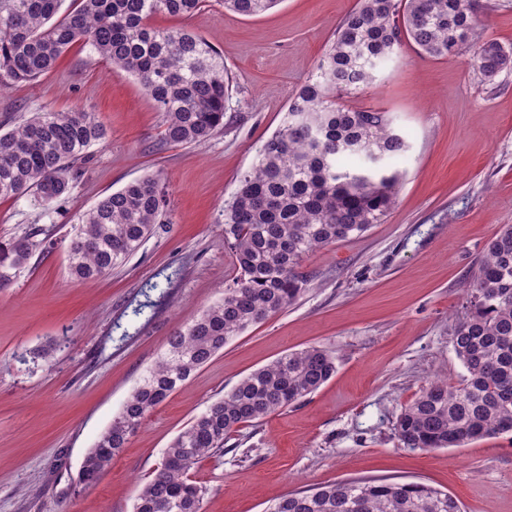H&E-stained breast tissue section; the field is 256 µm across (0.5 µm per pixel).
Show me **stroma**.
<instances>
[{"label":"stroma","instance_id":"1","mask_svg":"<svg viewBox=\"0 0 512 512\" xmlns=\"http://www.w3.org/2000/svg\"><path fill=\"white\" fill-rule=\"evenodd\" d=\"M485 40L512 46V0H482ZM357 0H281L243 17L208 0L189 26L233 78L224 127L199 145L162 144L163 119L141 84L74 43L40 78L0 94V128L49 108L94 113L106 136L71 192L50 209L0 201V242L31 228L50 243L0 283V512H133L137 486L170 441L242 377L317 346L334 376L303 401L232 433L191 473L204 512H266L278 497L349 479L420 482L462 512H512V432L462 448L411 450L400 410L434 378L466 371L451 342L463 288L502 225L512 224V71L485 82L461 57L413 43L349 96L388 112L408 149L383 223L307 256V291L225 345L145 419L101 479L82 460L181 325L218 302L235 276L224 207L295 91L315 73ZM166 183L163 225L104 277L73 280L72 224L148 174Z\"/></svg>","mask_w":512,"mask_h":512}]
</instances>
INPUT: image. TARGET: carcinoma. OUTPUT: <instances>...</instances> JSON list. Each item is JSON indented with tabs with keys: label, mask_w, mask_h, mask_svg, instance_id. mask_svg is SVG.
<instances>
[{
	"label": "carcinoma",
	"mask_w": 512,
	"mask_h": 512,
	"mask_svg": "<svg viewBox=\"0 0 512 512\" xmlns=\"http://www.w3.org/2000/svg\"><path fill=\"white\" fill-rule=\"evenodd\" d=\"M0 0V91L49 72L74 43L131 73L164 114V140L200 144L224 128L230 80L221 55L189 27L159 28L160 14L193 18L206 0ZM282 0H220L241 16ZM478 0H358L316 73L298 89L285 124L224 209L237 274L224 297L170 338L167 351L131 392L86 454L80 481H99L147 415L224 345L296 302L309 280L304 257L384 221L401 179L383 162L407 148L388 113L349 109L339 95L370 85L375 67L406 40L432 57L468 54L485 80L512 69V46L475 41ZM105 130L90 112L44 109L0 134V199L31 196L50 206L68 194ZM164 183L146 175L100 199L78 218L67 245L70 274L96 279L136 253L166 219ZM40 231L0 245V282L28 263ZM465 293L469 306L452 344L467 371L458 385L427 383L403 407L395 433L404 447L461 448L512 431V224L490 241ZM336 372L311 346L243 377L169 443L161 466L138 491L133 512H202L205 490L190 479L203 459L224 453L235 429L298 403ZM268 512H460L447 493L419 482L347 480L288 493Z\"/></svg>",
	"instance_id": "1"
}]
</instances>
